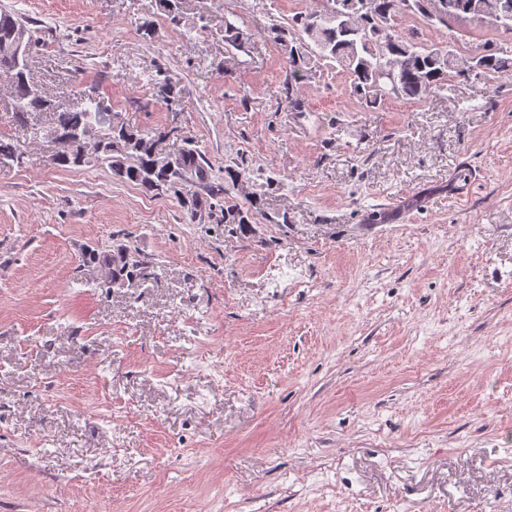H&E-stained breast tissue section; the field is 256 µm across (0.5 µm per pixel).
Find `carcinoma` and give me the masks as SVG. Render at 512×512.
<instances>
[{
	"label": "carcinoma",
	"mask_w": 512,
	"mask_h": 512,
	"mask_svg": "<svg viewBox=\"0 0 512 512\" xmlns=\"http://www.w3.org/2000/svg\"><path fill=\"white\" fill-rule=\"evenodd\" d=\"M360 0H332L320 10L299 13L288 27L272 25L270 33L284 51L288 64V79H308L324 62L334 63L351 79L350 94L372 107L386 98L423 101L452 74L509 76L512 74V46L491 53L459 55L442 42H426L413 31L404 34L396 29L395 18L410 13L425 26L440 31L456 20L488 24L491 20L512 12V0H444V13L431 16L425 9L427 0H413L417 8H406L408 0H371L372 11L358 12ZM389 22L388 43L380 48L375 37V18ZM28 29L27 22L6 11L0 12V77L8 79L14 92V112L23 122L32 112L51 107V100L30 79L29 72L15 67L9 60L16 31ZM98 116L94 96L85 97L81 108L56 113L51 135L75 136L77 131L92 124ZM105 133L96 149L97 159L107 163L116 178L141 185L147 190L168 186L182 198L190 221H196L205 209L220 210L226 224H236L240 231L249 228V218L233 204L228 190L211 194L202 201L196 184L208 179L207 162L195 150L179 157L172 169L158 164L155 153L156 137L134 130L117 121L103 125ZM88 162L82 144L74 143L71 153L52 158L51 164L78 167ZM89 263H101L108 269V288H124L134 282L157 277V267L150 261L118 248L111 254L94 250L83 255Z\"/></svg>",
	"instance_id": "obj_1"
}]
</instances>
